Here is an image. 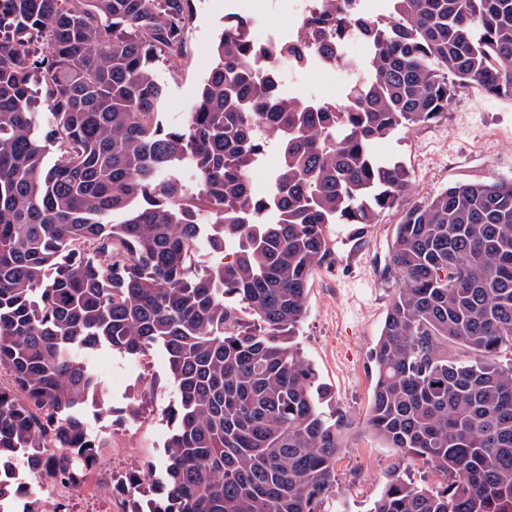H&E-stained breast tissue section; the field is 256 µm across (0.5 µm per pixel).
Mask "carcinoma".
Masks as SVG:
<instances>
[{"label": "carcinoma", "mask_w": 512, "mask_h": 512, "mask_svg": "<svg viewBox=\"0 0 512 512\" xmlns=\"http://www.w3.org/2000/svg\"><path fill=\"white\" fill-rule=\"evenodd\" d=\"M192 0H0V501L24 490L18 456L78 482L109 440L100 351L168 359L173 401L163 501L127 512H321L347 451L344 415L289 344L329 224H373L407 174L372 143L448 111L479 86L512 97V0H389L390 19L322 0L275 49L224 23L183 124L166 127L159 61L186 55ZM357 26L369 56L336 112L281 95L272 75L335 54ZM279 138L272 194L250 171ZM188 160L190 190L161 179ZM234 259L204 270L199 239ZM397 289L374 348L367 429L398 454L371 512H512V176L451 185L396 225ZM444 477L406 481L418 461Z\"/></svg>", "instance_id": "cac0c4a2"}]
</instances>
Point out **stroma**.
Instances as JSON below:
<instances>
[{
    "label": "stroma",
    "instance_id": "stroma-1",
    "mask_svg": "<svg viewBox=\"0 0 512 512\" xmlns=\"http://www.w3.org/2000/svg\"><path fill=\"white\" fill-rule=\"evenodd\" d=\"M194 23L187 54L176 67L156 64L167 86L162 115L166 126L181 123L197 98L212 63V49L224 19L247 20L252 35L263 28L291 29L286 0H193ZM373 155L398 161L409 187L372 224H332V262L314 272L307 312L292 341L329 391L325 412L350 417L344 436L347 452L336 464V482L322 512H369L397 456L365 426L371 404L375 346L388 308L399 288L386 267L396 224L406 210L426 202L454 183H487L512 174V99L494 97L477 87L459 93L435 122L399 130L378 140ZM111 413L89 415L91 429L110 437L78 489L68 491L69 512H123L124 477L131 471L159 473L171 424L165 416L173 400L168 364L162 352L142 359L116 354L97 362ZM139 404V417L129 407Z\"/></svg>",
    "mask_w": 512,
    "mask_h": 512
}]
</instances>
